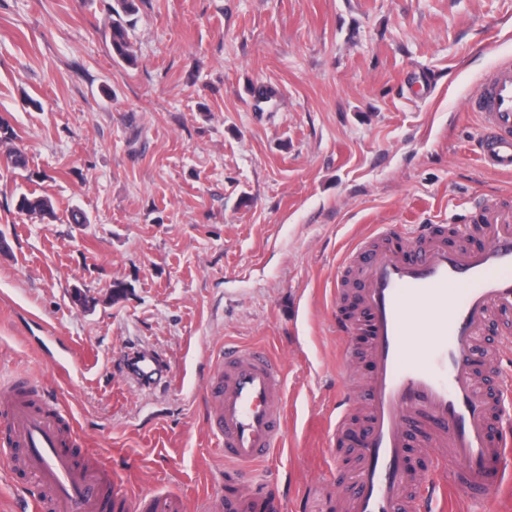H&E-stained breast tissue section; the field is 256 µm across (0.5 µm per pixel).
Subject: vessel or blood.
Listing matches in <instances>:
<instances>
[{
	"label": "vessel or blood",
	"mask_w": 512,
	"mask_h": 512,
	"mask_svg": "<svg viewBox=\"0 0 512 512\" xmlns=\"http://www.w3.org/2000/svg\"><path fill=\"white\" fill-rule=\"evenodd\" d=\"M484 132L478 156L487 168L512 174V60L497 63L469 101ZM359 277L368 324L372 373L368 426L355 451L363 462L348 489L349 512H401L410 470L409 437L428 418L453 456H437L418 484L422 508L447 506L448 493L488 501L512 472V422L496 420L476 377V346L488 324L512 312V207L480 208L471 224H416L398 239L378 227L375 244L351 251L336 272L345 300ZM124 365L129 382L156 386L163 358L145 345ZM25 376L0 377V458L9 468L35 470L52 512H105L106 467L77 462L69 420L50 402L22 398ZM209 429L225 461L254 480L255 465L284 445L285 376L281 362L259 345L226 348L209 372ZM498 423L491 441L488 428ZM261 494L226 498L224 512H258Z\"/></svg>",
	"instance_id": "b4317fda"
}]
</instances>
